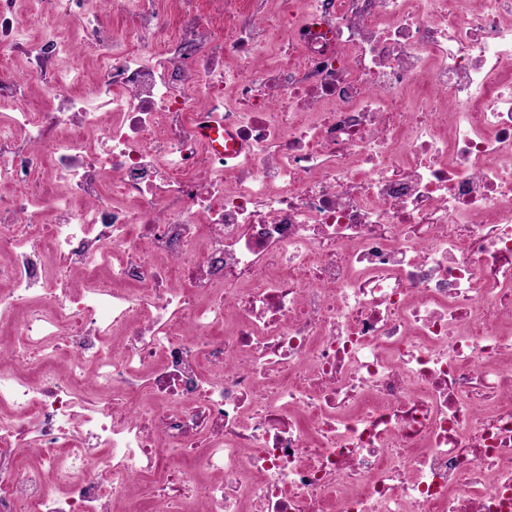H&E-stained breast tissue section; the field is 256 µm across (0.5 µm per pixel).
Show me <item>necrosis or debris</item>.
Listing matches in <instances>:
<instances>
[{"instance_id": "obj_1", "label": "necrosis or debris", "mask_w": 512, "mask_h": 512, "mask_svg": "<svg viewBox=\"0 0 512 512\" xmlns=\"http://www.w3.org/2000/svg\"><path fill=\"white\" fill-rule=\"evenodd\" d=\"M29 2L0 512H512V0Z\"/></svg>"}]
</instances>
